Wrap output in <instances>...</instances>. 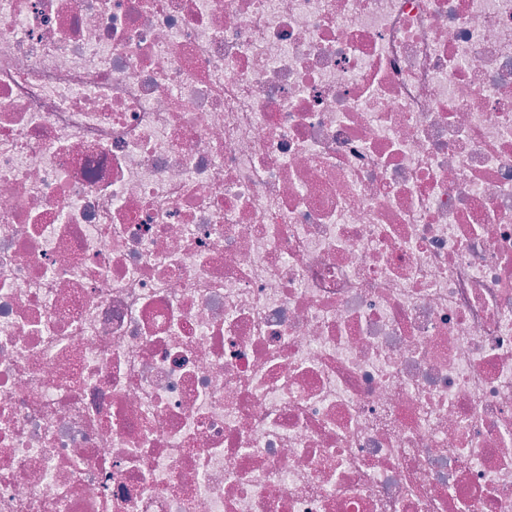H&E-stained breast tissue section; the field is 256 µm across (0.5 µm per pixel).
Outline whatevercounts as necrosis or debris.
<instances>
[{
    "label": "necrosis or debris",
    "mask_w": 512,
    "mask_h": 512,
    "mask_svg": "<svg viewBox=\"0 0 512 512\" xmlns=\"http://www.w3.org/2000/svg\"><path fill=\"white\" fill-rule=\"evenodd\" d=\"M0 512H512V0H0Z\"/></svg>",
    "instance_id": "4bbe7bcc"
}]
</instances>
